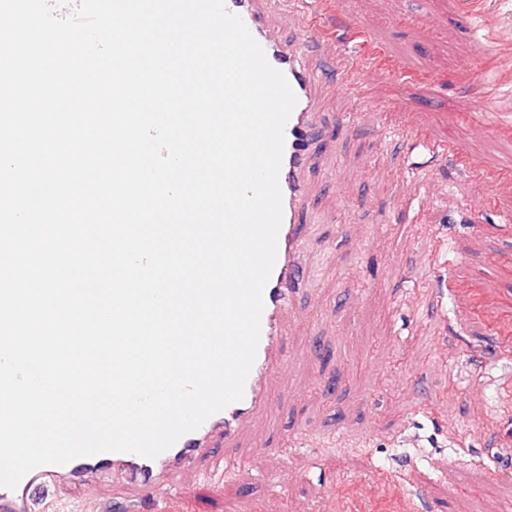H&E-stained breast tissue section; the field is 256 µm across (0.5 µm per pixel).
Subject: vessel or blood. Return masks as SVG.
<instances>
[{
  "label": "vessel or blood",
  "instance_id": "b4317fda",
  "mask_svg": "<svg viewBox=\"0 0 512 512\" xmlns=\"http://www.w3.org/2000/svg\"><path fill=\"white\" fill-rule=\"evenodd\" d=\"M231 13L239 15L261 46L268 63L280 71L292 88L297 103L284 129V151L279 182L283 196V218L277 239V259L264 288V309L255 362L247 378L244 396L224 410L209 417L197 430L182 436L158 457L147 459L133 453L110 452L78 457L63 465H46L29 472L16 489L0 488V512H34V493L51 487L81 481L117 478L136 490L140 499L154 500L157 491L168 486L174 476L208 464L215 470L244 467L252 455L242 446L247 420L273 409L270 392L273 377L287 367L282 351L287 337L285 318L303 285V253L306 245L300 221L308 207V175L312 155L322 141L316 121L318 89L335 83L353 103L348 124L371 112L378 126L396 133L414 147L436 156L447 153L444 144L423 136L403 119L401 113L378 105L364 93L358 78L360 71L372 69L388 76L399 72L395 62L380 55L351 23L336 30H326L323 20L336 11L335 0H225ZM269 14L294 19L296 35L289 40L277 37L265 17ZM332 48L334 66L314 63L312 48ZM470 80L484 87L482 108L493 106L490 96L504 76L496 69L469 71Z\"/></svg>",
  "mask_w": 512,
  "mask_h": 512
}]
</instances>
